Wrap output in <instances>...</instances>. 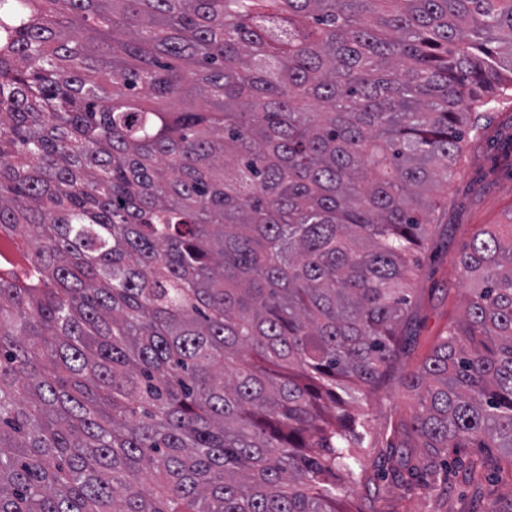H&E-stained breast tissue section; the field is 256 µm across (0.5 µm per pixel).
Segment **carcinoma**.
<instances>
[{
    "instance_id": "1",
    "label": "carcinoma",
    "mask_w": 512,
    "mask_h": 512,
    "mask_svg": "<svg viewBox=\"0 0 512 512\" xmlns=\"http://www.w3.org/2000/svg\"><path fill=\"white\" fill-rule=\"evenodd\" d=\"M512 0H0V512H342ZM399 388L512 456V224Z\"/></svg>"
}]
</instances>
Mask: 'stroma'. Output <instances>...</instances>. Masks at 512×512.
<instances>
[{"label": "stroma", "instance_id": "35a3bbf8", "mask_svg": "<svg viewBox=\"0 0 512 512\" xmlns=\"http://www.w3.org/2000/svg\"><path fill=\"white\" fill-rule=\"evenodd\" d=\"M483 132L465 141L447 191L428 213L432 227L417 252L408 331L395 370L419 365L448 326L465 312L469 282L458 265L461 250L488 224H512V94L488 105ZM414 401L386 381L382 394L363 398L368 414L363 448L353 461L364 480L344 502L345 512H512V457L499 448H452L436 458L439 487L425 486V472L395 483L396 460L387 445L392 427L410 423ZM477 469H470V461Z\"/></svg>", "mask_w": 512, "mask_h": 512}]
</instances>
